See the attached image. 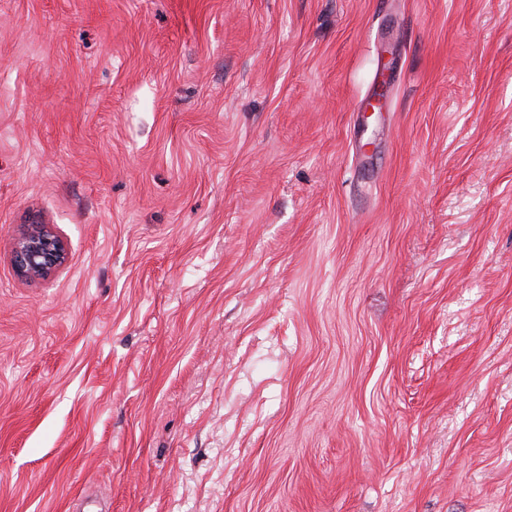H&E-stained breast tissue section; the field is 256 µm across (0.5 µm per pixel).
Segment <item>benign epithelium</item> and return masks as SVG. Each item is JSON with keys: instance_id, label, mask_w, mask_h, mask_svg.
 <instances>
[{"instance_id": "benign-epithelium-1", "label": "benign epithelium", "mask_w": 512, "mask_h": 512, "mask_svg": "<svg viewBox=\"0 0 512 512\" xmlns=\"http://www.w3.org/2000/svg\"><path fill=\"white\" fill-rule=\"evenodd\" d=\"M66 258L64 240L48 224H27L16 237L13 263L17 274L26 281L50 278Z\"/></svg>"}]
</instances>
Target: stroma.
Returning a JSON list of instances; mask_svg holds the SVG:
<instances>
[{
	"instance_id": "obj_1",
	"label": "stroma",
	"mask_w": 512,
	"mask_h": 512,
	"mask_svg": "<svg viewBox=\"0 0 512 512\" xmlns=\"http://www.w3.org/2000/svg\"><path fill=\"white\" fill-rule=\"evenodd\" d=\"M83 495L512 512V0H0V512ZM66 258V244L49 224H26L16 237L13 263L26 281L50 278Z\"/></svg>"
}]
</instances>
